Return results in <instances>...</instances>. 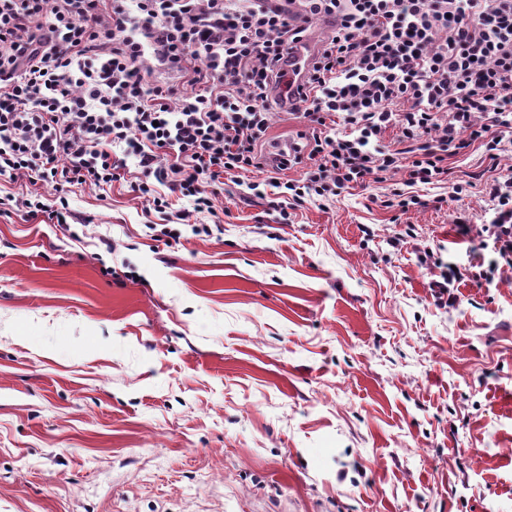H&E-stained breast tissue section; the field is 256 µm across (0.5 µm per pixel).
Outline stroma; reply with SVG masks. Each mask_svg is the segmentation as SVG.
Listing matches in <instances>:
<instances>
[{"label": "stroma", "instance_id": "35a3bbf8", "mask_svg": "<svg viewBox=\"0 0 512 512\" xmlns=\"http://www.w3.org/2000/svg\"><path fill=\"white\" fill-rule=\"evenodd\" d=\"M125 164L61 193L77 238L0 214V512H512V273L447 303L422 259L467 267L512 150L400 216L374 184L282 224L229 182L222 233L169 244Z\"/></svg>", "mask_w": 512, "mask_h": 512}]
</instances>
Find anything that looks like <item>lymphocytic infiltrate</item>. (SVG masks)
Returning <instances> with one entry per match:
<instances>
[{
	"label": "lymphocytic infiltrate",
	"mask_w": 512,
	"mask_h": 512,
	"mask_svg": "<svg viewBox=\"0 0 512 512\" xmlns=\"http://www.w3.org/2000/svg\"><path fill=\"white\" fill-rule=\"evenodd\" d=\"M309 23L335 24L290 111L311 135L277 164L257 147L293 45L308 37L271 0H0V175L54 188L121 178L123 147L145 179V208L167 215L153 240L213 234L206 186L262 172L247 187L275 192L281 223L338 190L389 184L381 207L422 206L414 186L448 179V159L476 147L497 161L512 137V0H297ZM191 94L152 80L146 54ZM345 129L328 135L329 116ZM401 147L381 150L388 129ZM306 164L302 179L281 171ZM484 192L491 223L460 221L476 279L512 269V181ZM190 199L189 212L173 202Z\"/></svg>",
	"instance_id": "obj_1"
}]
</instances>
